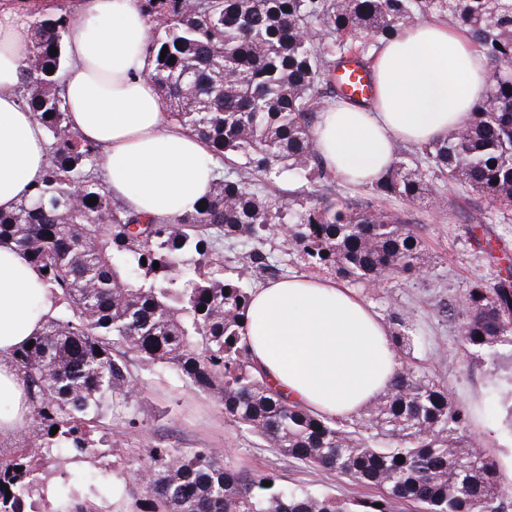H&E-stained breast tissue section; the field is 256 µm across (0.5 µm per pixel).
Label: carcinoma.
I'll use <instances>...</instances> for the list:
<instances>
[{
    "mask_svg": "<svg viewBox=\"0 0 512 512\" xmlns=\"http://www.w3.org/2000/svg\"><path fill=\"white\" fill-rule=\"evenodd\" d=\"M140 2L154 23L148 52L168 117L204 140L213 160L236 155L245 166L215 168L203 209L170 221L113 201L99 177V148L70 128L58 79L77 19L66 3L52 16H29L35 38L20 74L22 102L46 133L49 164L29 198L0 212V242L45 271L54 313L14 359L33 436L0 459V512L9 505L25 512L34 462L50 449L90 451L88 435L106 413L134 423L140 380L131 353L218 399L230 422L281 454L378 490L339 498L229 465L213 448L189 454L154 445L140 468L146 480L132 484L141 493L137 512H397L405 502L420 512H512L498 463L467 433L466 407L438 376L412 364L420 341L414 311L390 303L391 339L405 360L356 419L317 416L281 397L244 342L247 281L273 271L262 248L270 235L340 278L405 284L424 272L419 236L399 217L317 189L292 211L268 191L275 169L331 178L314 143V107L343 99L334 75L346 57L363 58L364 34L378 42L421 18L448 15L489 68L473 123L413 153L395 147L376 194L428 200L439 193L428 175H440L455 192L492 203L466 213L474 228L496 214L508 220L512 68L498 63L512 56V0ZM226 241L248 243L237 267L225 264ZM432 312L454 324L475 357L512 359V262L498 269L493 287L477 280L438 299Z\"/></svg>",
    "mask_w": 512,
    "mask_h": 512,
    "instance_id": "1",
    "label": "carcinoma"
}]
</instances>
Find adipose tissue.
I'll return each mask as SVG.
<instances>
[{"label":"adipose tissue","mask_w":512,"mask_h":512,"mask_svg":"<svg viewBox=\"0 0 512 512\" xmlns=\"http://www.w3.org/2000/svg\"><path fill=\"white\" fill-rule=\"evenodd\" d=\"M48 0H0V211L27 195L48 163V141L18 91L31 33L27 14ZM78 26L61 74L70 123L101 150L112 196L136 213L169 221L209 194L207 145L172 122L152 76L149 25L140 0H72ZM368 105L339 101L318 116L316 148L340 180L373 185L397 142L427 145L464 127L489 88L487 61L464 29L409 25L383 41L370 64ZM40 273L0 243V441L28 412L13 355L52 315ZM253 363L270 384L318 415L351 418L390 387L399 364L391 332L336 280L288 278L256 289L244 320Z\"/></svg>","instance_id":"ef3b65f1"}]
</instances>
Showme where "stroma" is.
Returning a JSON list of instances; mask_svg holds the SVG:
<instances>
[{"label":"stroma","instance_id":"1","mask_svg":"<svg viewBox=\"0 0 512 512\" xmlns=\"http://www.w3.org/2000/svg\"><path fill=\"white\" fill-rule=\"evenodd\" d=\"M336 195L368 203L397 214L417 232L422 242L424 277L394 288L400 305L417 310L421 342L416 351L419 369L435 373L454 399L470 413L471 434L477 449L495 457L501 476L512 473V402L490 392L488 376H512V361L491 367L472 359L448 322L429 316V306L440 297L464 292L476 279L491 282L495 272L485 252L471 237L464 214L481 198L476 194L446 195L444 205L433 210L399 198H378L371 187L341 181ZM282 278H324V271L309 267L297 249L280 237L263 243ZM132 371L142 380L133 411L137 424L112 427L111 445L99 444L87 455L53 451L36 462L38 483L31 495L32 512H64L68 499L87 505L91 512H132L134 500L128 483L143 462L141 451L149 445L188 450L213 448L225 462L258 473L269 472L290 486L321 488L336 495H354L357 485L347 477L306 467L263 446L252 434L229 422L224 407L213 396L196 391L175 374L132 361Z\"/></svg>","mask_w":512,"mask_h":512}]
</instances>
